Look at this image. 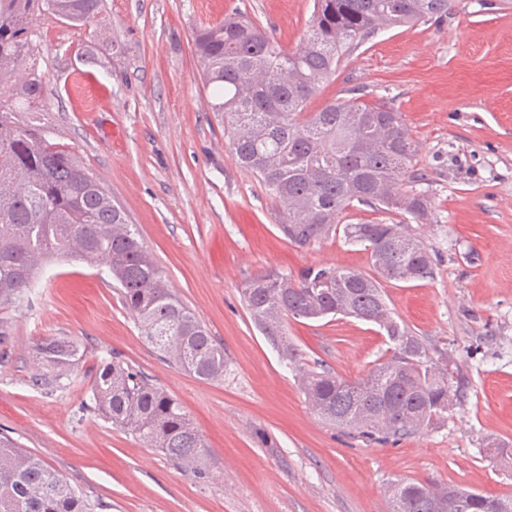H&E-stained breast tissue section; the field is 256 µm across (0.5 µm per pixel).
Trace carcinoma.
I'll list each match as a JSON object with an SVG mask.
<instances>
[{"instance_id":"1","label":"carcinoma","mask_w":512,"mask_h":512,"mask_svg":"<svg viewBox=\"0 0 512 512\" xmlns=\"http://www.w3.org/2000/svg\"><path fill=\"white\" fill-rule=\"evenodd\" d=\"M451 0H314L302 45L286 50L246 15L233 12L199 27L194 53L206 86L217 89L211 111L224 125L232 155L282 210L278 229L307 247L337 234L362 247L373 274L310 267L298 281L265 272L247 280L243 300L255 326L298 369L300 388L321 418L374 442L441 424L455 405L446 352H432L393 317L382 282L433 276L431 254L407 224H345L353 203L427 220L429 200L399 190L420 182L416 147L391 103L362 101L357 89L316 112L307 102L351 49L376 30L448 14ZM103 0H0V303L23 300L54 259L105 267L125 309L146 340L179 369L206 381L224 378V348L177 296L136 225L73 151L53 142L41 122L42 80L23 70L27 33L45 16L88 26ZM343 315L386 332L391 355L364 377L346 380L326 368L308 369L288 344V319ZM41 373L57 383L81 359L66 337L35 344ZM93 410L113 426L159 449L198 479L208 476L198 428L165 389L114 356L92 371ZM391 512H512V497L414 482L389 486ZM0 512H91L63 475L0 436Z\"/></svg>"}]
</instances>
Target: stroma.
I'll use <instances>...</instances> for the list:
<instances>
[{
  "instance_id": "1",
  "label": "stroma",
  "mask_w": 512,
  "mask_h": 512,
  "mask_svg": "<svg viewBox=\"0 0 512 512\" xmlns=\"http://www.w3.org/2000/svg\"><path fill=\"white\" fill-rule=\"evenodd\" d=\"M235 9L293 51L313 2L105 0L90 26L47 17L30 35L53 141L82 157L223 345V380L198 379L147 344L107 272L59 262L0 310L14 329L0 345V434L93 512H390L387 488L401 480L512 497V463L487 448L512 443V0H453L447 16L378 30L308 102L314 112L353 87L390 102L426 175L430 215L413 230L435 275L383 290L401 324L447 351L459 398L445 424L384 444L318 417L242 301L261 272L294 280L310 267L370 264L340 236L286 241L274 201L233 159L193 37ZM98 98L110 110L93 111ZM287 330L304 363L348 380L387 355L378 326L351 317L292 319ZM45 336L82 352L70 383H34L31 348ZM115 354L183 407L209 450L208 478L90 410L88 370Z\"/></svg>"
}]
</instances>
